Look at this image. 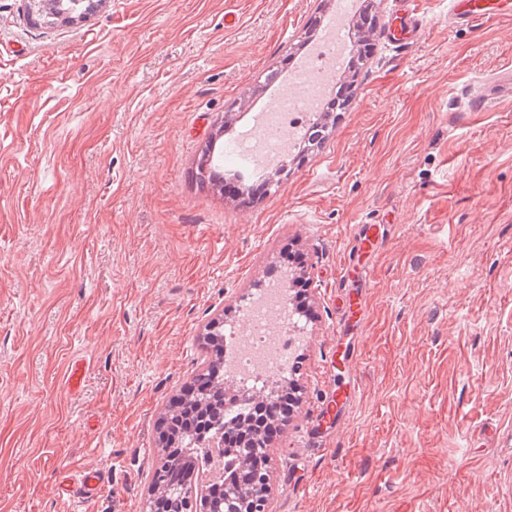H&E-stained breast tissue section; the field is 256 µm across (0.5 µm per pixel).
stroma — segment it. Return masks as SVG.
I'll use <instances>...</instances> for the list:
<instances>
[{"mask_svg": "<svg viewBox=\"0 0 512 512\" xmlns=\"http://www.w3.org/2000/svg\"><path fill=\"white\" fill-rule=\"evenodd\" d=\"M337 0H99L28 20L0 0V512H148L170 397L273 272L307 285L301 400L269 445V512H512V17L449 27L434 0L359 72H328V142L249 206L194 171ZM236 22L225 25L226 13ZM374 256H351L360 222ZM85 376L68 386L73 364ZM351 393L322 437L333 392ZM104 474L88 500L64 477ZM385 230L380 224H356L354 226L355 245L358 252H374L379 241L384 238Z\"/></svg>", "mask_w": 512, "mask_h": 512, "instance_id": "obj_1", "label": "stroma"}]
</instances>
